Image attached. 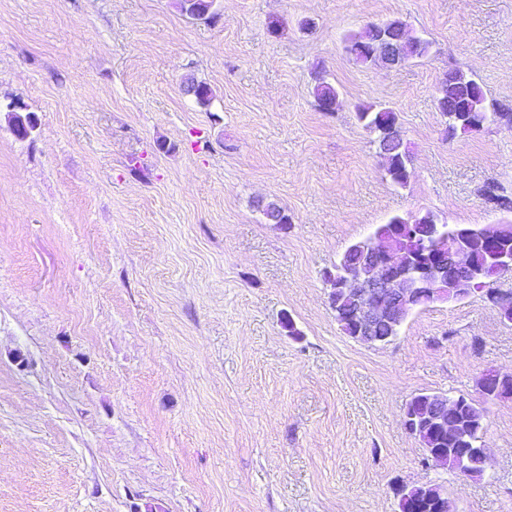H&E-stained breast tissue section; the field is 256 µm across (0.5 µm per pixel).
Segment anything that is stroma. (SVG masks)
<instances>
[{
    "label": "stroma",
    "mask_w": 512,
    "mask_h": 512,
    "mask_svg": "<svg viewBox=\"0 0 512 512\" xmlns=\"http://www.w3.org/2000/svg\"><path fill=\"white\" fill-rule=\"evenodd\" d=\"M213 10L0 0V512H399L402 482L444 486L454 512H512V398L485 404L476 479L427 462L404 425L415 393L474 397L483 373H512V323L475 292L370 347L325 281L395 215L512 220L480 194L512 197V124L450 136L435 105L457 68L512 107V0ZM395 18L427 55L346 54ZM379 103L409 148L403 187L356 118ZM376 34L371 25H368L363 31L347 39L345 51L351 55L356 63L361 65H370V49L376 44Z\"/></svg>",
    "instance_id": "1"
}]
</instances>
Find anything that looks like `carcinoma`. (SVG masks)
Masks as SVG:
<instances>
[{"label": "carcinoma", "instance_id": "cac0c4a2", "mask_svg": "<svg viewBox=\"0 0 512 512\" xmlns=\"http://www.w3.org/2000/svg\"><path fill=\"white\" fill-rule=\"evenodd\" d=\"M212 0H182V10L196 20H206L211 16ZM389 34L395 38L398 55L402 62L424 56L428 49V42L409 33L407 25L399 20L387 22ZM376 44V34L372 26L347 39L345 51L351 55L356 63L369 65L372 63L370 49ZM186 94L194 97L200 105H207L212 99V90L204 82L190 81L185 87ZM315 97L320 110L336 102V89L325 82L315 88ZM437 105L447 104L443 109L448 130L463 133L477 130L479 124L511 123L512 109L499 104L487 102L483 88L478 81L466 75L459 69L448 70V79L436 98ZM356 116L363 126L376 133L379 148L384 151L385 177L395 186L403 187L407 184L405 171H407V155L409 151L401 137V129H395L389 135L384 130L392 127L398 120L397 113L389 108L377 105H363L357 107ZM485 200L498 210L512 212V198L498 193V187L489 184L484 189ZM462 406L455 410L456 421L460 426L458 436H431L422 428H414L411 433L418 439L422 447L435 448H474L481 441L484 429L486 409L481 403L467 396H461ZM409 512H453V503L442 493L424 501V507Z\"/></svg>", "mask_w": 512, "mask_h": 512}]
</instances>
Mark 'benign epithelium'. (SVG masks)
Returning <instances> with one entry per match:
<instances>
[{
	"instance_id": "obj_1",
	"label": "benign epithelium",
	"mask_w": 512,
	"mask_h": 512,
	"mask_svg": "<svg viewBox=\"0 0 512 512\" xmlns=\"http://www.w3.org/2000/svg\"><path fill=\"white\" fill-rule=\"evenodd\" d=\"M469 231L458 228L448 233V246L432 250L428 260L419 266L403 263L399 237L389 225L371 236L370 248L363 262L365 268L344 271L332 285L331 307L336 299L345 295L355 303L352 325L358 341L374 344L395 337L404 323L407 313L417 302H446L466 296L471 290H481L488 283L497 281L505 270H512V248L502 242L501 231L496 225L487 226L483 236L489 244V260L474 271L473 283L457 287L448 275L451 268L471 265ZM490 301L496 305L501 317L512 321V293L487 290ZM480 394L489 399L512 397V373L488 372L479 378ZM454 401L444 394L435 396V404L429 415V426L444 434L450 431L448 418ZM457 462L461 471L468 463L480 457L488 460L487 448H457Z\"/></svg>"
}]
</instances>
